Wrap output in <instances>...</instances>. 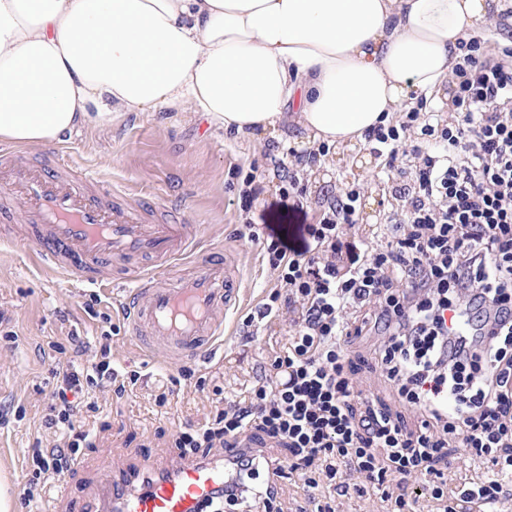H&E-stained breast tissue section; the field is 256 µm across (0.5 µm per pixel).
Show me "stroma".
<instances>
[{"instance_id":"35a3bbf8","label":"stroma","mask_w":512,"mask_h":512,"mask_svg":"<svg viewBox=\"0 0 512 512\" xmlns=\"http://www.w3.org/2000/svg\"><path fill=\"white\" fill-rule=\"evenodd\" d=\"M286 137L278 141L257 133L239 136L192 112L157 109L116 112L112 121L87 125L62 141L41 146H18V159L44 155L55 161L93 172L100 188L113 185L126 191L129 203L148 205L151 216L163 220L180 211L196 229L193 254L202 258L214 249H228L240 260L244 301L225 319L224 349L207 366H195L191 376L180 364L158 356H143L129 343L120 316L124 290L133 285L125 265L112 264L107 286L95 289L75 280L43 272L32 260L29 227L12 220L13 203L0 199V408L21 406L22 420L0 424V476H7L20 512H73L91 494L105 488L114 470L127 465L136 450H145L157 467L190 457V449L175 440L180 429L207 425L216 406L247 395L264 368L282 352L289 330L288 312L257 319L256 314L277 286L262 243L243 238L245 223L268 225L270 232L287 230L288 241L299 246L300 225L315 223L327 194L352 183L363 197L358 224L347 242L374 246L384 239L392 199L377 173L382 160L367 144H359L366 165L357 167L350 152L330 149L305 168L302 206L281 202V172L272 157L286 158L307 152L304 133L295 122L285 124ZM256 172L262 191L244 202L243 180ZM14 340H6L5 331ZM110 332L112 364L125 382L123 392L98 393V410L88 420L92 444L81 449L70 468L30 498L22 478L28 454L37 437L52 392L54 368L68 366L72 351H49L52 342L66 343L69 333L86 345L98 344ZM376 336H354L347 343L355 370L352 379L362 397L387 407L407 426L416 413L399 398L394 384L378 363ZM166 394L158 404V394ZM206 458V450L195 453Z\"/></svg>"}]
</instances>
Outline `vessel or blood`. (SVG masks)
<instances>
[{"label": "vessel or blood", "instance_id": "b4317fda", "mask_svg": "<svg viewBox=\"0 0 512 512\" xmlns=\"http://www.w3.org/2000/svg\"><path fill=\"white\" fill-rule=\"evenodd\" d=\"M93 182L86 173L69 176L45 162L0 154V190L33 224L41 265L96 287L112 260H155L123 297L129 337L138 351L160 350L174 363L206 360L224 343L222 317L239 298V269L215 251L176 274L193 242L192 226L151 221L144 206L123 201L121 189L107 198ZM224 478L220 464L188 460L162 469L142 457L114 473L109 493L119 512H200Z\"/></svg>", "mask_w": 512, "mask_h": 512}]
</instances>
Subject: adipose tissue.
Masks as SVG:
<instances>
[{"label":"adipose tissue","mask_w":512,"mask_h":512,"mask_svg":"<svg viewBox=\"0 0 512 512\" xmlns=\"http://www.w3.org/2000/svg\"><path fill=\"white\" fill-rule=\"evenodd\" d=\"M503 0H0V141L51 144L116 112L243 135L294 118L352 147L440 93Z\"/></svg>","instance_id":"adipose-tissue-1"}]
</instances>
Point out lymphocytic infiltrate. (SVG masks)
Wrapping results in <instances>:
<instances>
[{"label":"lymphocytic infiltrate","instance_id":"1","mask_svg":"<svg viewBox=\"0 0 512 512\" xmlns=\"http://www.w3.org/2000/svg\"><path fill=\"white\" fill-rule=\"evenodd\" d=\"M458 50L448 116L419 101L365 134L397 203L384 245L364 260L342 257L339 231L358 222L355 185L304 225L303 248L268 244L278 288L262 313L292 312L283 353L248 397L225 401L210 426L177 438L186 448L234 451L209 512L233 507L250 488L255 463L238 452L247 434L288 448L277 468L297 474L313 499L369 486L389 512H412L415 475L441 502L512 497V44L462 42ZM372 330L384 338L383 372L421 416L416 429L369 400L353 409L344 342ZM98 353L90 366L53 373L32 487L61 475L89 441L90 396L118 377L110 343ZM452 445L485 459L495 478L449 488L433 462Z\"/></svg>","mask_w":512,"mask_h":512}]
</instances>
